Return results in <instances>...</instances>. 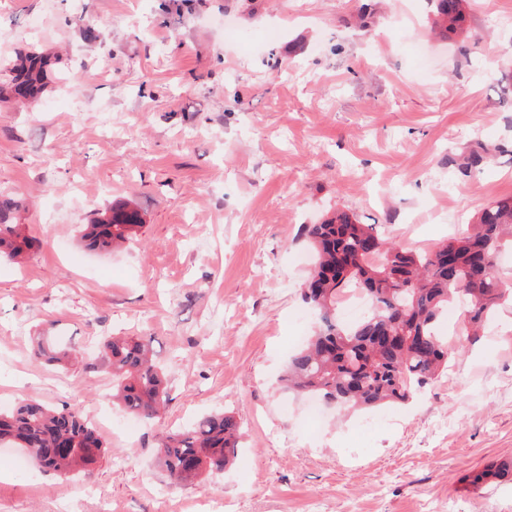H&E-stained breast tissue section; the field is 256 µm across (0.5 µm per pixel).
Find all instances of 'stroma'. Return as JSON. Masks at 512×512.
Wrapping results in <instances>:
<instances>
[{"mask_svg":"<svg viewBox=\"0 0 512 512\" xmlns=\"http://www.w3.org/2000/svg\"><path fill=\"white\" fill-rule=\"evenodd\" d=\"M428 0H0V59L48 58L0 103V191L37 243L0 262V410L36 399L91 422L79 473L15 470L0 512H512V306L407 403L306 422L280 377L318 323L303 234L336 210L424 254L512 195V0H468L438 38ZM137 208V236L83 224ZM138 336L168 378L126 427L97 342ZM76 355L36 357L37 339ZM226 411L240 446L185 485L163 433ZM82 239L85 246L97 252H110L133 239L142 228L140 213L126 205L112 206L91 224H84Z\"/></svg>","mask_w":512,"mask_h":512,"instance_id":"stroma-1","label":"stroma"}]
</instances>
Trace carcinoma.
Instances as JSON below:
<instances>
[{
	"mask_svg": "<svg viewBox=\"0 0 512 512\" xmlns=\"http://www.w3.org/2000/svg\"><path fill=\"white\" fill-rule=\"evenodd\" d=\"M434 26L445 34L463 28L466 0H431ZM47 60L20 53L0 65V100L36 94ZM17 205L0 193V258L15 260L35 246L16 223ZM143 227L140 213L126 205L85 225V246L110 252ZM317 263L303 290L304 300L320 316V326L291 359L283 378L290 390L313 394L328 404L355 409L386 402H406L448 364V342L435 328L448 301L462 295V316L455 350L484 326L502 303L512 302V288L496 273L497 256L512 243V197L492 202L466 233L436 249L417 254L390 241L374 224H361L343 211L319 224L304 226ZM349 288L372 301L370 314L344 328L336 321V302ZM101 358L112 371V396L130 413L151 419L167 403L163 372L149 359L148 345L130 336L106 339ZM237 423L223 413L205 417L190 429L160 441L158 460L170 480L181 483L204 472L224 469L237 448ZM26 450L46 472L67 474L98 462L106 445L96 429L69 410L38 401L0 411V443Z\"/></svg>",
	"mask_w": 512,
	"mask_h": 512,
	"instance_id": "carcinoma-1",
	"label": "carcinoma"
}]
</instances>
